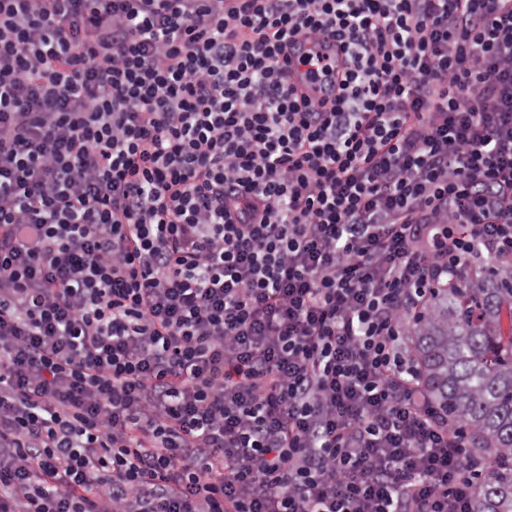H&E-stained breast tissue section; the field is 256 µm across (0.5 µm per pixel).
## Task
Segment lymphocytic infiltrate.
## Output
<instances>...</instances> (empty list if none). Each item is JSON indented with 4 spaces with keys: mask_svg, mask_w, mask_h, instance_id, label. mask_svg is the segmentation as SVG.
Masks as SVG:
<instances>
[{
    "mask_svg": "<svg viewBox=\"0 0 512 512\" xmlns=\"http://www.w3.org/2000/svg\"><path fill=\"white\" fill-rule=\"evenodd\" d=\"M492 262L512 0H0V512H472L404 340Z\"/></svg>",
    "mask_w": 512,
    "mask_h": 512,
    "instance_id": "1",
    "label": "lymphocytic infiltrate"
}]
</instances>
